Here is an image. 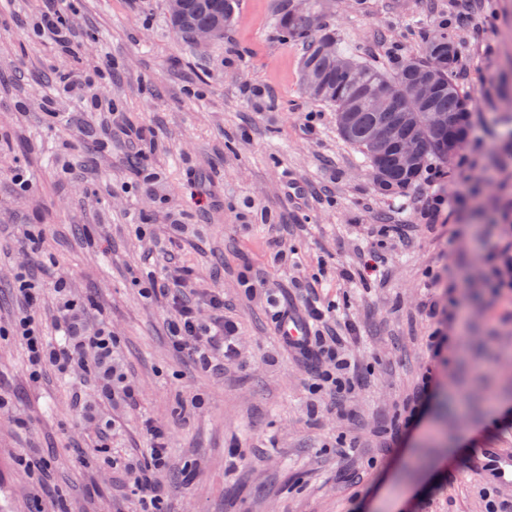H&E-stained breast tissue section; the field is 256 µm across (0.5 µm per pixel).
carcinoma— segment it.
<instances>
[{"mask_svg": "<svg viewBox=\"0 0 512 512\" xmlns=\"http://www.w3.org/2000/svg\"><path fill=\"white\" fill-rule=\"evenodd\" d=\"M317 0H308V8L295 10L291 0H276L275 25L285 42L301 46V85L311 99L334 107L339 135L363 154L373 182L381 189H406L423 175L432 158L448 159L455 155L454 140L466 137L471 99L453 79L459 61L458 46L448 32L429 41L422 57L405 55L392 68L376 60L348 57L341 49L336 55L359 74L352 83L336 69V61L324 50L328 41L338 42L336 32L325 23H315ZM239 0H186L185 17L169 15L172 27L187 39L194 29L217 26L214 39L224 37V29L233 21ZM434 76L437 90L426 102L403 103L395 112H382L364 94L366 86H379L392 93L401 92L418 82L416 74ZM325 87L317 92L309 86L307 75ZM381 126L401 138L415 141L418 157L413 165L399 163L391 151H380L370 140L371 129Z\"/></svg>", "mask_w": 512, "mask_h": 512, "instance_id": "1", "label": "carcinoma"}]
</instances>
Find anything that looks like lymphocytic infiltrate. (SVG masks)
Masks as SVG:
<instances>
[{
	"mask_svg": "<svg viewBox=\"0 0 512 512\" xmlns=\"http://www.w3.org/2000/svg\"><path fill=\"white\" fill-rule=\"evenodd\" d=\"M44 7L33 22V29L53 41L60 52L69 53L73 44L64 30L63 18L66 0H43ZM192 273L183 267H164L146 275L147 295H156L159 281H166L164 291L168 305L177 316L171 326L172 345L186 353L204 371L218 366L219 359L237 355L238 347L233 321L218 318L224 308V297L218 289H209L201 303L185 301L180 291L190 287ZM55 288L60 296L57 327L60 339L52 341L42 336L30 316H21L15 324L14 335L27 350V361L32 378H39L43 371L52 369L66 375L74 367L94 372L104 382V393L126 399L136 404L137 389L123 380V372L114 356L112 333L105 325L88 327L86 309L71 299L64 281H56ZM215 310V318L205 320L200 316L201 307ZM302 355L314 357L320 387L334 395L346 396L351 388L349 363L339 355L332 337L321 333L309 337L300 349ZM144 430L150 446L144 460L131 464L133 473L132 492L144 506L159 504L165 496V489L156 483L152 475L167 459V433L151 421H144Z\"/></svg>",
	"mask_w": 512,
	"mask_h": 512,
	"instance_id": "f902f5d3",
	"label": "lymphocytic infiltrate"
}]
</instances>
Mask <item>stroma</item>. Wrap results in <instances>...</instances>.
I'll use <instances>...</instances> for the list:
<instances>
[{
    "label": "stroma",
    "instance_id": "obj_1",
    "mask_svg": "<svg viewBox=\"0 0 512 512\" xmlns=\"http://www.w3.org/2000/svg\"><path fill=\"white\" fill-rule=\"evenodd\" d=\"M165 3L69 0L66 55L30 30L41 0H0V512H140L123 463L142 458L146 418L168 433L160 512H512V471L482 456L512 459V288L488 286L512 241V0H363L326 14L348 55H420L444 28L460 48L464 146L391 192L339 136L335 110L303 94L302 50L278 37L274 0H240L205 44L172 30ZM98 68L108 75L84 104L45 111L58 74ZM140 128L155 153L130 147ZM172 262L195 275L186 296L224 295L239 355L221 369L174 349L173 311L144 293L146 273ZM20 273L42 281L36 305L14 292ZM59 275L89 324L111 330L136 406L100 405L79 371L30 377L14 324L29 311L53 334ZM270 297L324 311L320 328L350 363L343 401L312 391ZM437 330L449 338L439 360ZM429 368L426 411L391 440ZM93 410L113 422L103 451ZM24 454L42 467L21 468Z\"/></svg>",
    "mask_w": 512,
    "mask_h": 512
}]
</instances>
